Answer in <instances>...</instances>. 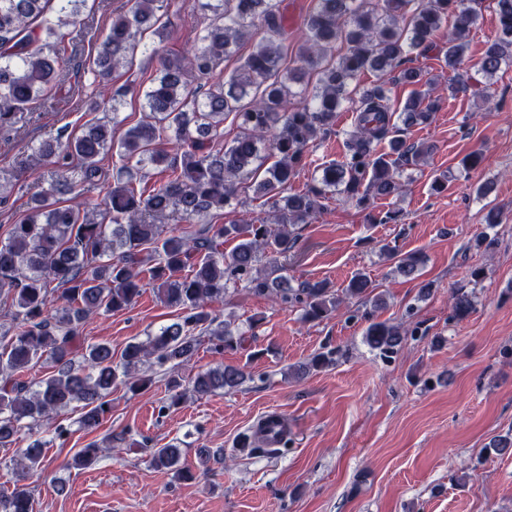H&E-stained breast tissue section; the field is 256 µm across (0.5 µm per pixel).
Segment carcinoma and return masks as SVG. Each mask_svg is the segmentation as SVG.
<instances>
[{"mask_svg":"<svg viewBox=\"0 0 512 512\" xmlns=\"http://www.w3.org/2000/svg\"><path fill=\"white\" fill-rule=\"evenodd\" d=\"M89 0H0V131L9 130L40 108L60 80L72 43L68 27L80 21ZM163 0H128L130 7L112 18L95 64L100 83L126 66L134 54L151 51L142 33L158 27ZM283 0H208L196 45L179 57L164 58L144 92L146 115L116 135L122 124L118 98L108 101L102 91L90 98L88 110L112 111L102 123L77 136L45 141L29 161L50 162L70 170L30 199L28 213L11 225L0 240V295L14 308L12 335L0 350V449L17 453L18 474L12 489L0 493V512H34L32 489L26 480L45 470L46 442L32 440L13 448L21 429L31 435L43 423L82 403L81 429L93 432L110 410L106 397L122 385L136 394L153 382L149 367L167 366L169 406L186 393L203 397L238 390L250 376L246 366L220 363L183 382L173 370L194 357L200 339L216 348L234 350L245 338L226 323L217 322L213 305L224 302L237 285L259 297L288 307L299 305L305 319L320 321L335 314L344 298H372V281L356 273L339 295L324 280L292 285L282 260L296 247L295 226L307 224L338 195L362 209L376 198L402 192L398 167L417 166L432 148L406 144L395 136L391 90L392 73L416 86L403 106L406 120L430 123L436 101L421 84V72L410 66L412 55H428L443 23L454 19L456 33L443 50L454 71L448 90L469 87L458 65L467 50L466 32L481 0H316L304 19L306 45L293 61L288 57V25ZM55 17H50V12ZM499 37L480 62L494 75L512 60V0H495ZM251 50L229 79L210 82L245 41ZM347 52L333 61L336 42ZM376 73L377 85L352 97L351 82L362 73ZM317 82L311 95L292 89L311 76ZM356 112L353 129L346 133L345 160L321 167L317 183L300 194L288 187L307 165L308 149L335 132L336 112L344 103ZM233 117L241 128L234 140L219 150V127ZM388 143L391 153L379 152ZM120 160L107 191L105 208L95 217L61 202L80 186L96 185L99 162L109 152ZM162 175L149 191L135 184L150 170ZM251 180L255 192L267 198L271 211L255 224L240 221L214 224ZM174 212L199 228L188 233L161 224ZM235 246L224 250V242ZM382 251L405 277H416L423 259L385 245ZM167 307L185 312L160 327L144 341L128 343L114 360L106 343L80 341L87 318L100 311L115 313L133 306L145 289ZM453 317L463 320L474 310L471 295L462 288L451 296ZM408 331L388 322H372L364 342L383 358L402 348ZM338 351L314 353L289 368L288 376L302 380L333 365ZM47 365V372L31 382L16 375ZM488 448L497 455L512 452V435L494 436ZM112 449V434L81 449L67 466L82 469ZM183 450L174 443L148 449L147 462L157 470H171L191 478L182 463Z\"/></svg>","mask_w":512,"mask_h":512,"instance_id":"carcinoma-1","label":"carcinoma"}]
</instances>
